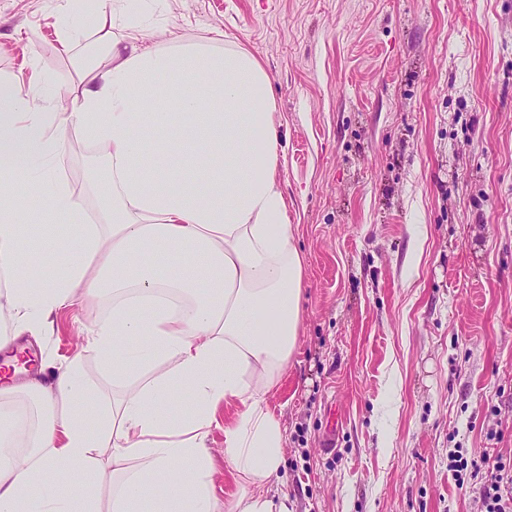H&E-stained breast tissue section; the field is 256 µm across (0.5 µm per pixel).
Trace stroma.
Masks as SVG:
<instances>
[{
	"label": "stroma",
	"instance_id": "1",
	"mask_svg": "<svg viewBox=\"0 0 512 512\" xmlns=\"http://www.w3.org/2000/svg\"><path fill=\"white\" fill-rule=\"evenodd\" d=\"M67 0H0V76L73 82ZM160 52L243 48L268 73L283 194L304 257L298 348L268 397L292 512H481L448 451L512 459V0H137ZM222 31L214 39V31ZM100 159L69 139L56 173L87 207ZM111 301H76L6 354L29 375L79 362Z\"/></svg>",
	"mask_w": 512,
	"mask_h": 512
}]
</instances>
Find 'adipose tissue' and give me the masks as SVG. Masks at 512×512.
<instances>
[{"label": "adipose tissue", "instance_id": "ef3b65f1", "mask_svg": "<svg viewBox=\"0 0 512 512\" xmlns=\"http://www.w3.org/2000/svg\"><path fill=\"white\" fill-rule=\"evenodd\" d=\"M81 3L102 54L74 58L67 110L54 111L46 74L26 86L0 78L12 101L0 112V288L14 327L0 349L74 300L111 294L86 348L111 368L116 394L93 427L76 366L0 386V512H100V484L112 512H288L276 489L285 433L267 396L298 341L304 266L278 176L270 77L241 48L199 65L183 50L157 53L126 33L123 7ZM72 130L105 156L109 197L78 235L43 228L54 268L33 280L22 271L35 234L27 198L39 193L47 217L84 207L61 180L34 179ZM165 155L180 171L154 165ZM18 395L38 411L20 456L9 452ZM59 404L70 413L54 414ZM219 425L237 485L224 510L206 449ZM100 448L111 451L101 464Z\"/></svg>", "mask_w": 512, "mask_h": 512}]
</instances>
